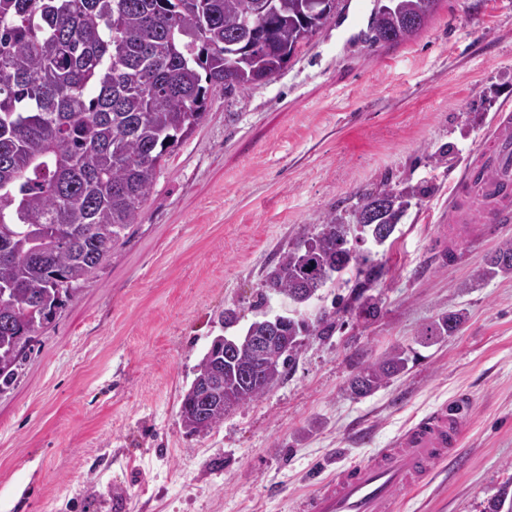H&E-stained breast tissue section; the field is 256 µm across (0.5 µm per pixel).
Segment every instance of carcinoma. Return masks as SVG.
Listing matches in <instances>:
<instances>
[{
    "instance_id": "obj_1",
    "label": "carcinoma",
    "mask_w": 512,
    "mask_h": 512,
    "mask_svg": "<svg viewBox=\"0 0 512 512\" xmlns=\"http://www.w3.org/2000/svg\"><path fill=\"white\" fill-rule=\"evenodd\" d=\"M439 0H391L375 8L373 44L404 41L423 29ZM305 0H0V392L11 387L28 353L70 296L124 243L150 196L162 162L198 125L208 89L244 91L282 71L330 18ZM421 184H385L347 216H327L319 231L285 248L264 275L266 292L304 303L341 274L356 270L351 302L374 317L381 266L351 252L350 224L384 243ZM484 275H512V242L486 258ZM286 317L288 350L257 362L239 349L224 363V393L234 407L275 386L296 359L303 334L330 336L336 315ZM461 312L438 315L420 333L437 342L458 332ZM214 339L195 377L212 372ZM400 347L367 364L348 390L366 397L408 371ZM224 397L204 402L189 385L180 417L190 435L224 421ZM484 512H512L501 487Z\"/></svg>"
}]
</instances>
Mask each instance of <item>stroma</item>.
Here are the masks:
<instances>
[{
  "instance_id": "obj_1",
  "label": "stroma",
  "mask_w": 512,
  "mask_h": 512,
  "mask_svg": "<svg viewBox=\"0 0 512 512\" xmlns=\"http://www.w3.org/2000/svg\"><path fill=\"white\" fill-rule=\"evenodd\" d=\"M376 0L337 13L270 80L209 91L205 115L158 171L125 243L45 326L0 393V512H295L329 461L357 462L457 394L470 398L459 456L390 512H483L512 482V277L484 259L512 228L436 255L450 183L512 110V0H439L410 39L369 44ZM450 145L449 166L431 153ZM432 184L381 246L377 317L340 313L301 337L270 391L205 434L179 407L219 336L288 300L255 303L282 248L386 183ZM237 321L225 326V310ZM461 330L419 335L441 313ZM406 374L356 399L349 378L391 347Z\"/></svg>"
}]
</instances>
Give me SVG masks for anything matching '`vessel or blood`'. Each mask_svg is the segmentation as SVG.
Segmentation results:
<instances>
[{
    "instance_id": "vessel-or-blood-1",
    "label": "vessel or blood",
    "mask_w": 512,
    "mask_h": 512,
    "mask_svg": "<svg viewBox=\"0 0 512 512\" xmlns=\"http://www.w3.org/2000/svg\"><path fill=\"white\" fill-rule=\"evenodd\" d=\"M488 156L465 167L450 193L448 221L471 238L512 222V114H499ZM470 409L467 395L408 425L368 460L337 467L335 477L304 495L299 512H388L399 490L424 487L440 465L455 459Z\"/></svg>"
}]
</instances>
